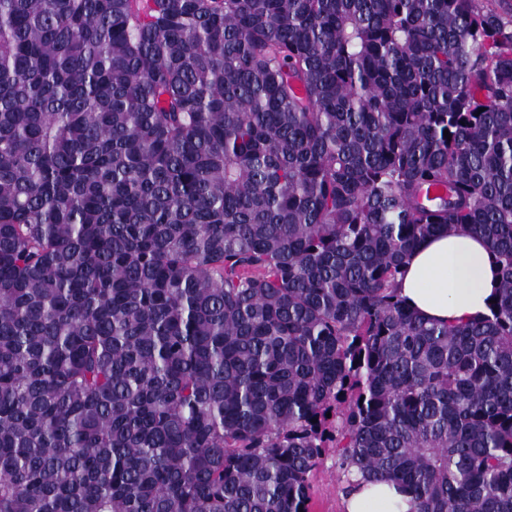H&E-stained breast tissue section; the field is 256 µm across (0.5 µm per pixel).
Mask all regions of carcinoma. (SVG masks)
Returning a JSON list of instances; mask_svg holds the SVG:
<instances>
[{"instance_id":"1","label":"carcinoma","mask_w":512,"mask_h":512,"mask_svg":"<svg viewBox=\"0 0 512 512\" xmlns=\"http://www.w3.org/2000/svg\"><path fill=\"white\" fill-rule=\"evenodd\" d=\"M459 225L496 303L429 322ZM332 448L512 512V18L0 0V512H310ZM399 293L420 317L466 322L489 312L498 267L485 241L466 228L428 237L410 253Z\"/></svg>"}]
</instances>
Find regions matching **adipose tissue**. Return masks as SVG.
Instances as JSON below:
<instances>
[{
	"instance_id": "adipose-tissue-1",
	"label": "adipose tissue",
	"mask_w": 512,
	"mask_h": 512,
	"mask_svg": "<svg viewBox=\"0 0 512 512\" xmlns=\"http://www.w3.org/2000/svg\"><path fill=\"white\" fill-rule=\"evenodd\" d=\"M498 267L485 241L469 230L428 237L410 253L399 293L420 317L466 322L488 312ZM345 512H409L393 482L363 483L343 497Z\"/></svg>"
}]
</instances>
